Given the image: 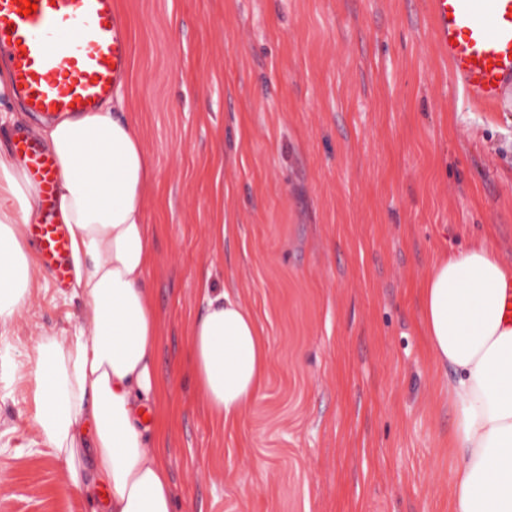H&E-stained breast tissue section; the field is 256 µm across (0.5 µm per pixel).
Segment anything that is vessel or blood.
Listing matches in <instances>:
<instances>
[{"label": "vessel or blood", "mask_w": 512, "mask_h": 512, "mask_svg": "<svg viewBox=\"0 0 512 512\" xmlns=\"http://www.w3.org/2000/svg\"><path fill=\"white\" fill-rule=\"evenodd\" d=\"M0 0V48L9 51L18 95L45 114L90 112L126 76L130 44L112 0ZM433 36L455 81L476 107L512 106V0H429ZM23 147L50 201L57 173L32 140ZM30 234L46 267L65 276L62 225L34 224Z\"/></svg>", "instance_id": "obj_1"}]
</instances>
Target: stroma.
<instances>
[{
    "label": "stroma",
    "mask_w": 512,
    "mask_h": 512,
    "mask_svg": "<svg viewBox=\"0 0 512 512\" xmlns=\"http://www.w3.org/2000/svg\"><path fill=\"white\" fill-rule=\"evenodd\" d=\"M428 0H113L124 110L157 171L148 276L175 512H448L449 370L419 288L436 254L512 264V109L463 97ZM257 319L267 378L224 426L187 330L202 286ZM41 269L0 345V512H70L34 444L25 349L79 318Z\"/></svg>",
    "instance_id": "1"
}]
</instances>
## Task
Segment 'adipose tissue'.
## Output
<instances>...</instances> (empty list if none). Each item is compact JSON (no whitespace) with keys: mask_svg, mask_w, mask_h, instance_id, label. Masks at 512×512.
Returning <instances> with one entry per match:
<instances>
[{"mask_svg":"<svg viewBox=\"0 0 512 512\" xmlns=\"http://www.w3.org/2000/svg\"><path fill=\"white\" fill-rule=\"evenodd\" d=\"M40 134L59 172L53 206L67 227L70 297L81 317L26 354L37 444L66 461L81 512H175L166 438L142 418L166 395L147 286L156 242L149 153L119 94L98 111L46 121ZM39 196L27 171L0 154V343L39 265L26 235ZM204 299L188 329L194 373L209 416L231 422L263 386L267 346L238 298L208 288ZM419 301L434 360L454 374L449 512H512V265L480 244L441 253Z\"/></svg>","mask_w":512,"mask_h":512,"instance_id":"adipose-tissue-1","label":"adipose tissue"}]
</instances>
